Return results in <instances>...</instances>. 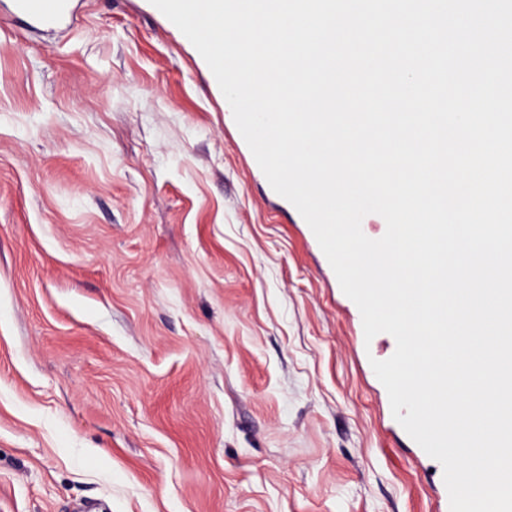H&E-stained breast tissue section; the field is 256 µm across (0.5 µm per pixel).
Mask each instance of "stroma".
<instances>
[{
	"label": "stroma",
	"mask_w": 512,
	"mask_h": 512,
	"mask_svg": "<svg viewBox=\"0 0 512 512\" xmlns=\"http://www.w3.org/2000/svg\"><path fill=\"white\" fill-rule=\"evenodd\" d=\"M0 0V512H439L358 317L149 0ZM72 0H10L9 12L31 27L56 29L64 26L71 15Z\"/></svg>",
	"instance_id": "stroma-1"
}]
</instances>
